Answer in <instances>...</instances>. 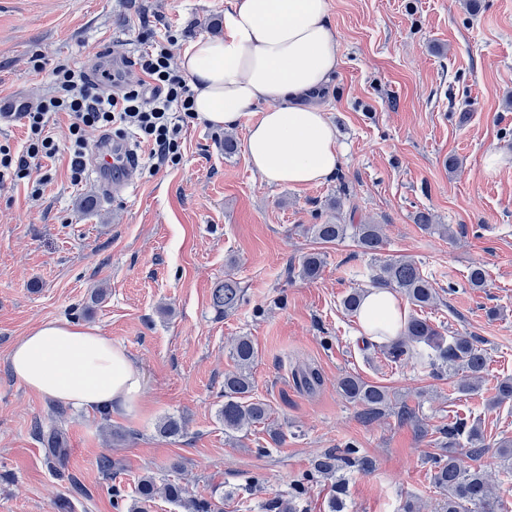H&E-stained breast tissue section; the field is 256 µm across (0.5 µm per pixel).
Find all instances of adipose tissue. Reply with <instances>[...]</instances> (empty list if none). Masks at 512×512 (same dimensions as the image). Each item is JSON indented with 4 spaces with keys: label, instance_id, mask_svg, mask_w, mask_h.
<instances>
[{
    "label": "adipose tissue",
    "instance_id": "adipose-tissue-1",
    "mask_svg": "<svg viewBox=\"0 0 512 512\" xmlns=\"http://www.w3.org/2000/svg\"><path fill=\"white\" fill-rule=\"evenodd\" d=\"M178 64L199 120L230 129L262 105L247 156L267 183L308 185L336 172V131L318 102L341 64L329 0H226L220 31L189 41ZM404 319L394 292L366 291L364 335L396 336ZM9 366L34 393L79 409L129 412L143 392L125 349L85 323L39 324L15 343Z\"/></svg>",
    "mask_w": 512,
    "mask_h": 512
}]
</instances>
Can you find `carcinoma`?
Here are the masks:
<instances>
[{"mask_svg": "<svg viewBox=\"0 0 512 512\" xmlns=\"http://www.w3.org/2000/svg\"><path fill=\"white\" fill-rule=\"evenodd\" d=\"M416 224L428 233L447 234L445 225L433 223L432 214L420 211L416 215ZM309 231L314 238L323 243H334L344 239L347 234L357 238L362 251L375 261L371 269L370 283L374 288L389 289L403 294L413 305L425 308L439 300V289L423 272L414 259L400 256L383 259L380 252L384 246L381 228L377 224H312ZM325 265V255L319 252L303 256L298 275L308 281L320 276ZM244 290L240 283L227 278L214 288L212 307L216 315L223 316L235 311L243 301ZM378 348L390 361L415 359L443 371L460 372L462 381L457 389L468 394L482 382L487 368L485 349L474 336L458 334L447 338L439 327L425 318L407 319L399 336L378 345ZM231 357L235 369L224 375V404L218 411L219 420L224 424V435L236 438V434L251 427L266 423L271 417L268 403L252 396V367L258 357L256 345L251 337L239 336L231 348ZM296 382L307 390L320 384L317 370L310 367L299 368L295 372ZM344 398L359 407L365 420L372 421L389 406L391 397L382 386L370 383L354 374L343 375L337 383ZM496 396L492 405L512 401V378L501 379L496 386ZM185 432L183 421L176 417L166 418L159 426V433L165 437L181 436ZM448 439L445 447L448 451L432 456L433 484L444 496V512H507L502 497L489 486L481 465L477 461L492 451L502 464L503 472L512 476V440L505 437L490 444L486 442L481 428L459 420L439 430ZM465 439L472 463L465 465L457 455L456 446ZM358 466L365 470L369 461L358 455L354 445H346L343 450L335 448L325 452L316 460L301 481L294 485V496L278 502L280 512H296L294 497L302 494L305 484L318 478L335 475L338 471ZM157 479L147 475L140 481L139 498L130 504L129 512H145L147 503L156 495ZM162 493L165 498L185 512H224V498L215 501L188 498L183 489L171 482H163Z\"/></svg>", "mask_w": 512, "mask_h": 512, "instance_id": "carcinoma-1", "label": "carcinoma"}]
</instances>
